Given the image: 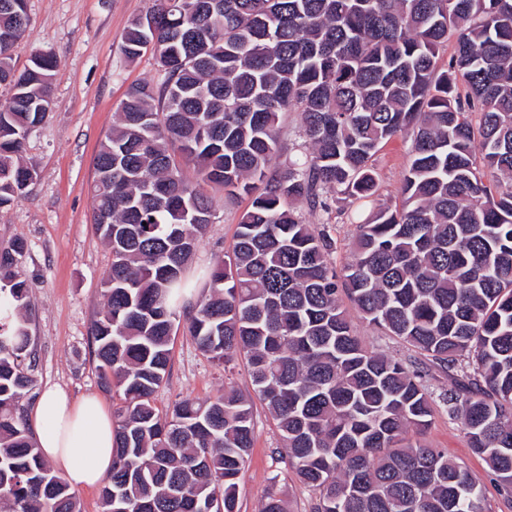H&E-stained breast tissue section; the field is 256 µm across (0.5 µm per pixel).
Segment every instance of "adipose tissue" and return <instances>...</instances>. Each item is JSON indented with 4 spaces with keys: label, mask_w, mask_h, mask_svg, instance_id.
Segmentation results:
<instances>
[{
    "label": "adipose tissue",
    "mask_w": 512,
    "mask_h": 512,
    "mask_svg": "<svg viewBox=\"0 0 512 512\" xmlns=\"http://www.w3.org/2000/svg\"><path fill=\"white\" fill-rule=\"evenodd\" d=\"M45 459L67 473L73 487L98 488L112 469L114 426L101 397L71 398L46 387L31 413Z\"/></svg>",
    "instance_id": "1"
}]
</instances>
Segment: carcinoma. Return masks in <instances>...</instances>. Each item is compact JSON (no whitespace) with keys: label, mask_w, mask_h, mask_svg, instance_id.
Wrapping results in <instances>:
<instances>
[{"label":"carcinoma","mask_w":512,"mask_h":512,"mask_svg":"<svg viewBox=\"0 0 512 512\" xmlns=\"http://www.w3.org/2000/svg\"><path fill=\"white\" fill-rule=\"evenodd\" d=\"M26 21V0H0V208L35 183L22 155L51 109L54 58L12 65ZM149 50L160 80L126 90L91 185L112 250L91 348L101 388L122 400L101 512H236L255 398L318 494L314 512H488L466 467L410 438L439 403L512 496V186L485 179L512 180V0H154L120 45L129 60ZM287 112L300 156L278 163ZM399 135L401 204L357 226L339 275L333 225L311 228L299 205L328 214L329 192L372 197L371 160ZM201 182L252 199L193 303L183 272L214 217ZM25 253L21 240L0 247V502L82 512L20 404L34 384ZM342 292L419 359L368 349ZM183 316L210 359L244 356L254 396L156 406ZM437 372L451 386L436 399Z\"/></svg>","instance_id":"obj_1"}]
</instances>
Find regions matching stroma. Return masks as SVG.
<instances>
[{
  "mask_svg": "<svg viewBox=\"0 0 512 512\" xmlns=\"http://www.w3.org/2000/svg\"><path fill=\"white\" fill-rule=\"evenodd\" d=\"M151 5L152 0H28L27 28L12 52L19 70L37 52L53 55L57 64L51 111L23 153L24 163L36 169L38 178L26 196L0 209V244L15 239L27 244L21 271L32 293L24 318L36 353L35 382L22 400L27 410L53 384L75 398L102 393L89 329L103 308V279L112 254L91 226L94 199L89 186L94 157L127 88L158 78L153 55L129 62L119 52L129 22ZM408 150V140L398 136L374 156L376 204H400L397 190ZM214 197L215 218L185 271L199 290L205 273L231 250L240 217L250 204L246 195L218 191ZM369 210L360 202L340 201L328 214L306 207L301 213L306 223L333 224L331 262L341 270L353 258L356 224ZM341 306L370 349L409 357L407 348L361 319L349 298H342ZM230 389H251L243 358L226 365L211 361L196 347L188 321H181L171 341L168 376L156 396L157 407L164 410L183 399L205 401ZM102 395L108 407L117 406V398ZM254 416V445L236 479L237 512H259L271 491L287 501L290 512H314L316 495L287 469V450L266 408L255 405ZM425 439L447 449L449 458L477 478L489 512H512V500L500 495L487 464L470 450L459 420L437 410Z\"/></svg>",
  "mask_w": 512,
  "mask_h": 512,
  "instance_id": "obj_1",
  "label": "stroma"
}]
</instances>
